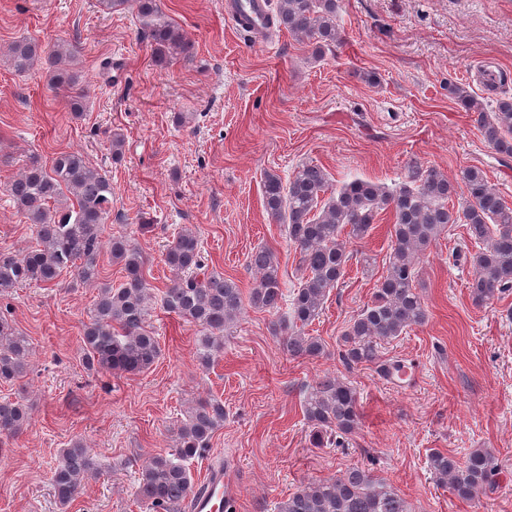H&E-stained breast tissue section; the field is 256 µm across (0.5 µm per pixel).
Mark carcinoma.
I'll use <instances>...</instances> for the list:
<instances>
[{
	"mask_svg": "<svg viewBox=\"0 0 512 512\" xmlns=\"http://www.w3.org/2000/svg\"><path fill=\"white\" fill-rule=\"evenodd\" d=\"M144 37L156 63L164 65L187 57L192 42L175 23L166 19L162 0H136ZM340 0H276L268 25L282 27L301 42L314 45L315 54L336 44ZM73 48L60 43L50 55L52 89L62 92L75 118L85 110V95L78 76L67 64ZM45 57L34 40L13 42L8 65L26 71ZM455 104L471 114L485 142L503 158H512V97L497 102L492 112L466 88L448 85ZM111 158L124 160V134L109 135ZM466 191L463 202L451 204L455 184L441 172L415 164L407 181L393 189L364 179L333 187L329 174L318 165L305 164L291 178L264 174L265 210L284 225L298 256V286L286 313L279 310L286 282L277 253L259 248L248 267L254 282L248 294L224 274L202 260L196 233L184 227L167 245L164 263L172 273L161 291L167 312L201 328L196 355L207 369L224 352V333L236 325L244 305L274 315L269 332L292 359H314L325 353L321 338L306 333L320 317L331 293L339 288L354 260L350 244L365 239L384 212L393 216L391 245L385 273L378 280L373 300L348 324L340 338L339 356L349 368L372 365L386 377L400 365L385 359L381 345L408 329L423 325L427 309L415 286L416 259L453 224H463L477 250L469 254L473 277L472 299L488 303L512 292V207L489 184L485 171L470 166L461 171ZM14 207L31 224L36 245L21 254L0 252V295L22 283L54 286L65 270L79 281L99 288L93 314L83 330V363L89 370L114 375H136L150 369L161 349L148 320L153 298L146 280L148 258L123 235L103 236L112 214V183L107 172L92 167L80 151L56 153L51 165L32 155L8 185ZM109 252L121 266L123 281L100 283V256ZM31 344L7 319L0 316V381L11 382L27 373ZM359 393L352 384L325 375L310 387L302 413L315 448L341 445L359 429ZM224 401L205 397L195 401L177 429V445L165 455L149 458L139 472L136 495L152 512H184L195 481L188 463L210 446L224 426ZM30 422L22 401H0V434H16ZM436 481L467 502L492 491L498 475L494 453L475 448L462 459L440 450L428 456ZM98 463L80 439L60 450L52 476L54 495L63 510L81 497L86 482L99 475ZM277 512H411L407 500L387 480L369 468L356 466L332 477L312 479L288 498Z\"/></svg>",
	"mask_w": 512,
	"mask_h": 512,
	"instance_id": "obj_1",
	"label": "carcinoma"
}]
</instances>
